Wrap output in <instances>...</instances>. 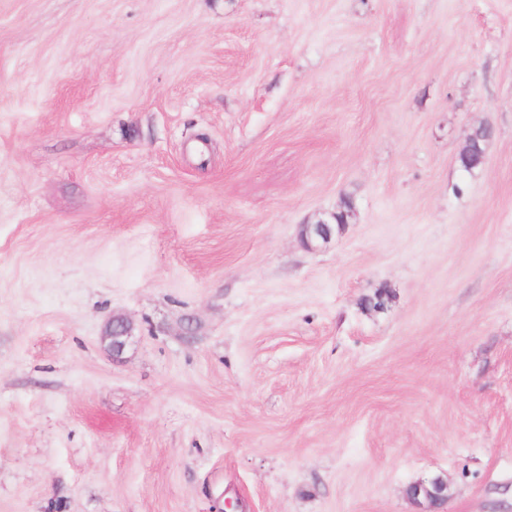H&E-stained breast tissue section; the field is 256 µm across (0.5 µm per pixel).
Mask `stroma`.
<instances>
[{"mask_svg":"<svg viewBox=\"0 0 512 512\" xmlns=\"http://www.w3.org/2000/svg\"><path fill=\"white\" fill-rule=\"evenodd\" d=\"M438 474L512 512V0H0V512ZM352 209V201L349 199L343 200L339 210L337 211L335 219H333L335 224L331 222V219L335 216V213H333L329 218L320 219L315 224L302 225L300 230V239L302 243L312 250L322 247L324 244L328 243L333 232L336 231V227L338 231H341L346 224V220L349 222V219L351 218L349 214L350 212L352 213ZM132 327L130 322L121 316H113L107 325L104 339L113 358H118L124 352L130 338Z\"/></svg>","mask_w":512,"mask_h":512,"instance_id":"stroma-1","label":"stroma"}]
</instances>
